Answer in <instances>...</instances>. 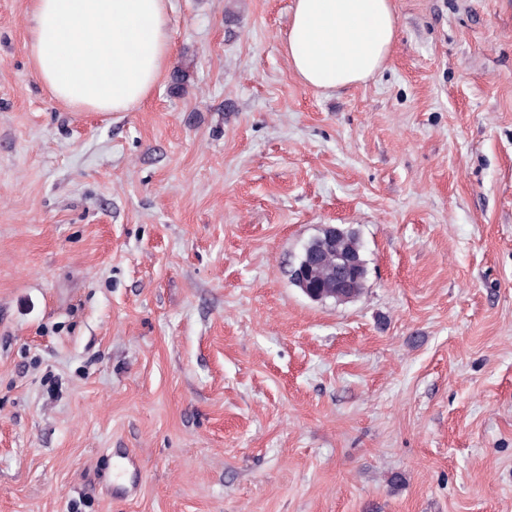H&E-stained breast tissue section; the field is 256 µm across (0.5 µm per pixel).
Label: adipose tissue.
I'll use <instances>...</instances> for the list:
<instances>
[{
  "instance_id": "obj_1",
  "label": "adipose tissue",
  "mask_w": 512,
  "mask_h": 512,
  "mask_svg": "<svg viewBox=\"0 0 512 512\" xmlns=\"http://www.w3.org/2000/svg\"><path fill=\"white\" fill-rule=\"evenodd\" d=\"M396 37L391 0H294L282 38L308 87L366 81ZM29 53L41 82L77 110L125 112L144 101L171 50L167 0H34Z\"/></svg>"
}]
</instances>
